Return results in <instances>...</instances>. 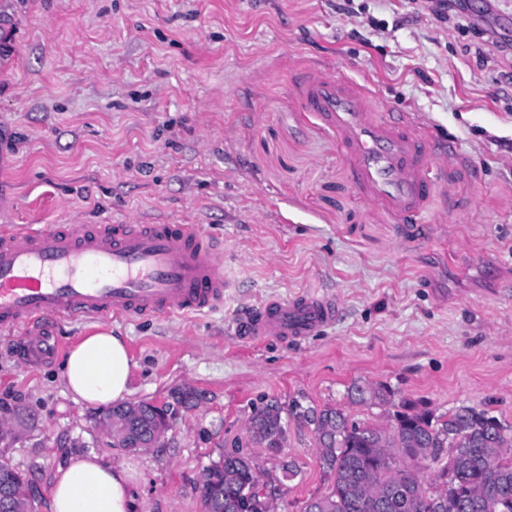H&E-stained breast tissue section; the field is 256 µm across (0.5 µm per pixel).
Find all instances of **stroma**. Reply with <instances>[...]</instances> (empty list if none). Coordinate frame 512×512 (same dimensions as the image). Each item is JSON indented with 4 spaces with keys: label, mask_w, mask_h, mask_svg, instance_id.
<instances>
[{
    "label": "stroma",
    "mask_w": 512,
    "mask_h": 512,
    "mask_svg": "<svg viewBox=\"0 0 512 512\" xmlns=\"http://www.w3.org/2000/svg\"><path fill=\"white\" fill-rule=\"evenodd\" d=\"M431 0H0V219L26 224H198L235 282L202 313L58 326L123 336L130 402L174 408L157 447L130 453L75 401L62 359L25 369L0 330V462L40 490L93 453L133 474L135 512H202L221 454L259 466L274 512L328 493L309 428L281 456L252 442L268 403L345 407L353 380L436 414L478 405L512 423V64L466 46L512 43V0H466L462 27ZM370 84L378 107L420 121L454 181L419 220L373 205L335 136L301 106L308 70ZM316 290L332 325L300 340L234 334L241 312ZM300 470L283 477L279 457Z\"/></svg>",
    "instance_id": "stroma-1"
}]
</instances>
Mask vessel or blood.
I'll use <instances>...</instances> for the list:
<instances>
[{
  "label": "vessel or blood",
  "mask_w": 512,
  "mask_h": 512,
  "mask_svg": "<svg viewBox=\"0 0 512 512\" xmlns=\"http://www.w3.org/2000/svg\"><path fill=\"white\" fill-rule=\"evenodd\" d=\"M299 99L335 135L368 200L394 216L424 214L448 156L431 151L423 126L380 110L367 85L322 71L307 73ZM230 286L216 245L197 224H30L0 232V329L20 333L17 352L29 367L61 353L58 322L200 313ZM335 318V300L309 294L266 302L236 332L300 339Z\"/></svg>",
  "instance_id": "obj_1"
}]
</instances>
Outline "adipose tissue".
<instances>
[{"label": "adipose tissue", "mask_w": 512, "mask_h": 512, "mask_svg": "<svg viewBox=\"0 0 512 512\" xmlns=\"http://www.w3.org/2000/svg\"><path fill=\"white\" fill-rule=\"evenodd\" d=\"M133 368L124 339L98 331L69 352L63 377L76 401L109 406L130 395ZM131 480L126 467L105 462L96 454L72 457L51 481L50 512H134Z\"/></svg>", "instance_id": "adipose-tissue-1"}]
</instances>
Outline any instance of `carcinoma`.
Returning <instances> with one entry per match:
<instances>
[{
  "instance_id": "carcinoma-1",
  "label": "carcinoma",
  "mask_w": 512,
  "mask_h": 512,
  "mask_svg": "<svg viewBox=\"0 0 512 512\" xmlns=\"http://www.w3.org/2000/svg\"><path fill=\"white\" fill-rule=\"evenodd\" d=\"M350 402L393 407L396 429L357 422L340 406L316 409L293 401L289 414L313 432L328 495L303 512H438V492L452 487L447 512H512V424L485 408L461 404L440 416L410 400H396L384 384L353 381ZM254 443L277 454L288 420L277 404L248 420ZM435 468L437 486H424L421 468ZM208 512H229L248 496L259 475L245 456L222 455L206 469Z\"/></svg>"
}]
</instances>
